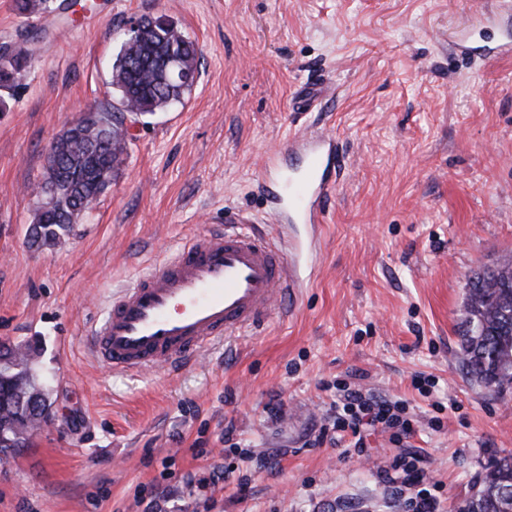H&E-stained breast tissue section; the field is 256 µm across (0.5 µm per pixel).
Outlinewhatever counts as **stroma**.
Returning a JSON list of instances; mask_svg holds the SVG:
<instances>
[{"label":"stroma","instance_id":"1","mask_svg":"<svg viewBox=\"0 0 512 512\" xmlns=\"http://www.w3.org/2000/svg\"><path fill=\"white\" fill-rule=\"evenodd\" d=\"M68 3L25 16L0 0V44L36 52L0 112V343L30 348L52 402L0 458V512H406L384 477L402 452L426 457L456 512L489 457L512 453V393L473 384L457 358L467 276L512 256V57L475 52L512 0ZM160 15L197 44L195 84L128 118L108 189L59 245L32 246L52 141L117 105L122 35ZM310 129L343 156L311 286L196 363L103 370L85 331L118 290L225 213L274 235L262 183L284 173L264 162ZM344 384L399 402L419 434L376 431L360 453L318 442Z\"/></svg>","mask_w":512,"mask_h":512}]
</instances>
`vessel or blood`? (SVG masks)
<instances>
[{"instance_id": "obj_1", "label": "vessel or blood", "mask_w": 512, "mask_h": 512, "mask_svg": "<svg viewBox=\"0 0 512 512\" xmlns=\"http://www.w3.org/2000/svg\"><path fill=\"white\" fill-rule=\"evenodd\" d=\"M286 148L305 160L281 187L288 211L319 228L342 161L338 143L328 133L299 132ZM303 286L300 267L280 240L238 224L208 231L113 297L91 333V348L99 363L119 372L175 367L257 329Z\"/></svg>"}]
</instances>
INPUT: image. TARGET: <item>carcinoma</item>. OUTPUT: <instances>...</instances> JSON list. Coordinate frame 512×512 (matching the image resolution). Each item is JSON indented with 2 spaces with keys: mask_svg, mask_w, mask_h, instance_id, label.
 Listing matches in <instances>:
<instances>
[{
  "mask_svg": "<svg viewBox=\"0 0 512 512\" xmlns=\"http://www.w3.org/2000/svg\"><path fill=\"white\" fill-rule=\"evenodd\" d=\"M137 40L122 43L112 62L118 107L89 110L74 120L73 135L57 141L37 186L38 225L34 244L52 245L66 235L93 200L110 185L127 150L122 128L127 116L152 114L182 99L190 86L161 80L169 54L198 75L199 50L178 26L162 17L141 18ZM35 61L29 50L0 63V90L19 85ZM460 365L470 380L495 394L512 390V257L468 276L462 304ZM51 403L37 382L29 353L0 350V448H19L47 418ZM457 512H512V453L493 456L473 495Z\"/></svg>",
  "mask_w": 512,
  "mask_h": 512,
  "instance_id": "carcinoma-1",
  "label": "carcinoma"
}]
</instances>
